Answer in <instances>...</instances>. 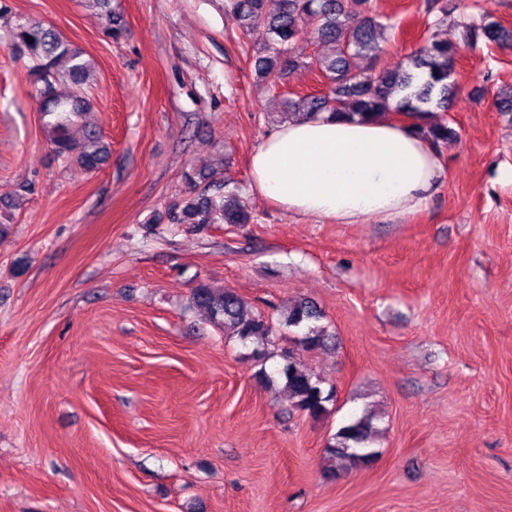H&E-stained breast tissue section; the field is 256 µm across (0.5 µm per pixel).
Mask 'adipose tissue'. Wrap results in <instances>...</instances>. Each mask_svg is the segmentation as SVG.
Here are the masks:
<instances>
[{
    "mask_svg": "<svg viewBox=\"0 0 512 512\" xmlns=\"http://www.w3.org/2000/svg\"><path fill=\"white\" fill-rule=\"evenodd\" d=\"M249 168L251 190L284 212L362 224L421 211L443 162L406 124L318 116L278 125Z\"/></svg>",
    "mask_w": 512,
    "mask_h": 512,
    "instance_id": "adipose-tissue-1",
    "label": "adipose tissue"
}]
</instances>
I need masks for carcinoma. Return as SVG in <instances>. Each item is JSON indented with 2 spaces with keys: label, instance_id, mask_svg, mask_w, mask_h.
I'll return each mask as SVG.
<instances>
[{
  "label": "carcinoma",
  "instance_id": "obj_1",
  "mask_svg": "<svg viewBox=\"0 0 512 512\" xmlns=\"http://www.w3.org/2000/svg\"><path fill=\"white\" fill-rule=\"evenodd\" d=\"M92 2L102 12L106 36L113 40L124 37L127 29L112 11V0ZM227 6L243 32L257 21L265 23L269 41L264 54L253 57V69L268 81L267 93L284 98L285 113L360 119H373L385 112L405 114L412 119L411 128L436 147L455 134L448 120L432 122L430 118L434 109L448 111L457 94L458 49L431 34L411 51L406 65L378 67L384 27L375 0H227ZM428 11L435 13L434 27L450 23L463 27L472 43L482 38L502 47L512 41V34L487 16L478 22L448 20L451 11L445 0H432ZM29 37L33 42L27 41ZM6 43L28 58L41 120L55 158L65 164L76 163L88 172L98 170L109 157V146L94 132L81 142L69 134L70 126L93 105L85 88L92 60L41 20H18L8 28ZM300 66L317 72L325 80V89L286 97L279 82ZM169 220L174 224H249L253 216L226 180L215 186L212 194L205 188L184 205H175ZM190 303L228 336L243 343L252 339L274 343L272 319L247 305L231 288L199 283L191 291ZM322 317L314 303L302 299L288 307L283 323L288 327L314 323L299 342L315 350L332 340L323 327L315 325ZM282 359L285 364L278 375L293 407L311 417L324 415L335 401L334 391L324 390L303 365L293 362L291 351ZM376 421L375 413L366 409L334 434L327 452L338 462L336 473L372 464L378 455L372 448L378 433Z\"/></svg>",
  "mask_w": 512,
  "mask_h": 512
}]
</instances>
